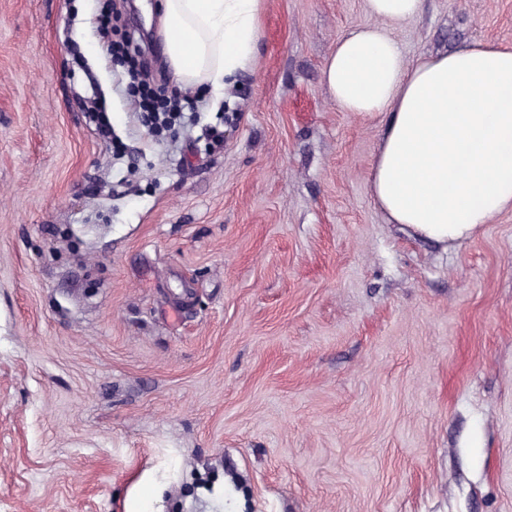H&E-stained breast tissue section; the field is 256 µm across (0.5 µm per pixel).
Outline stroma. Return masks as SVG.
Masks as SVG:
<instances>
[{
	"mask_svg": "<svg viewBox=\"0 0 512 512\" xmlns=\"http://www.w3.org/2000/svg\"><path fill=\"white\" fill-rule=\"evenodd\" d=\"M103 0H0V512H512V211L446 248L368 192L381 115L322 68L364 0H265L219 107L154 137ZM408 60L512 48V0H424Z\"/></svg>",
	"mask_w": 512,
	"mask_h": 512,
	"instance_id": "1",
	"label": "stroma"
}]
</instances>
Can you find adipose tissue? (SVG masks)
I'll return each mask as SVG.
<instances>
[{
  "instance_id": "adipose-tissue-1",
  "label": "adipose tissue",
  "mask_w": 512,
  "mask_h": 512,
  "mask_svg": "<svg viewBox=\"0 0 512 512\" xmlns=\"http://www.w3.org/2000/svg\"><path fill=\"white\" fill-rule=\"evenodd\" d=\"M264 0H163L169 69L215 96L253 65ZM373 24L326 59L337 108L386 115L369 193L393 224L438 244L475 237L512 210V50L478 42L408 61L393 29L423 0H365Z\"/></svg>"
}]
</instances>
